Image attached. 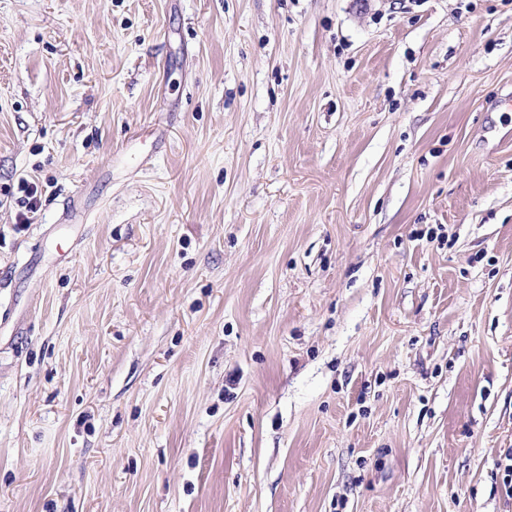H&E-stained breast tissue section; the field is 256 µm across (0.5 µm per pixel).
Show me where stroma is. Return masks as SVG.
<instances>
[{
	"label": "stroma",
	"instance_id": "obj_1",
	"mask_svg": "<svg viewBox=\"0 0 512 512\" xmlns=\"http://www.w3.org/2000/svg\"><path fill=\"white\" fill-rule=\"evenodd\" d=\"M511 93L512 0H0V512H512Z\"/></svg>",
	"mask_w": 512,
	"mask_h": 512
}]
</instances>
